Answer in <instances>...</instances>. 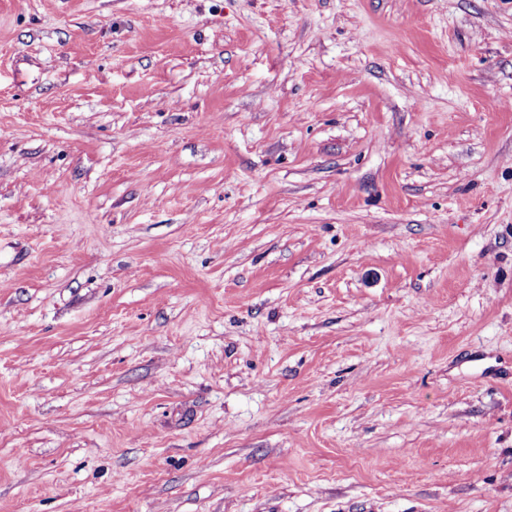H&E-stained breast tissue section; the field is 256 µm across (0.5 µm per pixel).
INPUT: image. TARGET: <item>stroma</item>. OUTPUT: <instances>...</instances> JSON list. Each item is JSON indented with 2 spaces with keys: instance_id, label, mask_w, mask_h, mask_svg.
Wrapping results in <instances>:
<instances>
[{
  "instance_id": "35a3bbf8",
  "label": "stroma",
  "mask_w": 512,
  "mask_h": 512,
  "mask_svg": "<svg viewBox=\"0 0 512 512\" xmlns=\"http://www.w3.org/2000/svg\"><path fill=\"white\" fill-rule=\"evenodd\" d=\"M0 512H512V0H0Z\"/></svg>"
}]
</instances>
